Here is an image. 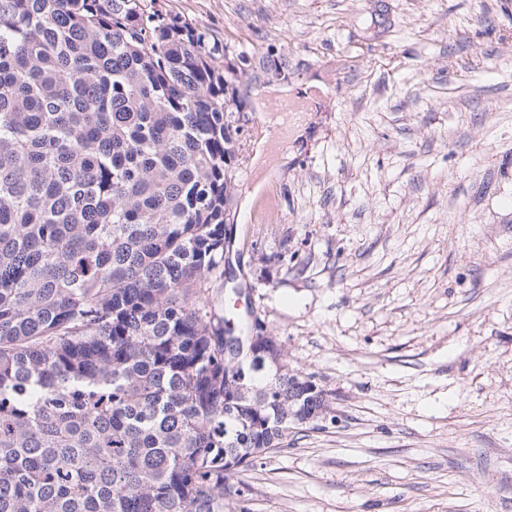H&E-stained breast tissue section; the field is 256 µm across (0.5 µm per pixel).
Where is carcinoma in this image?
Returning a JSON list of instances; mask_svg holds the SVG:
<instances>
[{"instance_id":"1","label":"carcinoma","mask_w":512,"mask_h":512,"mask_svg":"<svg viewBox=\"0 0 512 512\" xmlns=\"http://www.w3.org/2000/svg\"><path fill=\"white\" fill-rule=\"evenodd\" d=\"M216 52L156 0H0V512H224L303 425L277 355L224 389Z\"/></svg>"}]
</instances>
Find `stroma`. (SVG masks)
<instances>
[{
	"label": "stroma",
	"instance_id": "obj_1",
	"mask_svg": "<svg viewBox=\"0 0 512 512\" xmlns=\"http://www.w3.org/2000/svg\"><path fill=\"white\" fill-rule=\"evenodd\" d=\"M159 3L237 102L210 293L235 319L224 290L249 289L332 399L224 512H512V0ZM284 88L304 126L261 165Z\"/></svg>",
	"mask_w": 512,
	"mask_h": 512
}]
</instances>
